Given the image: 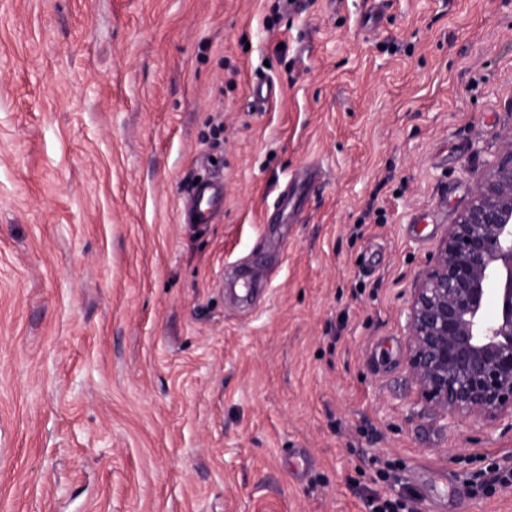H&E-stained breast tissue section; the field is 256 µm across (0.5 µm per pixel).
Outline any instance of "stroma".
I'll return each mask as SVG.
<instances>
[{
  "instance_id": "1",
  "label": "stroma",
  "mask_w": 512,
  "mask_h": 512,
  "mask_svg": "<svg viewBox=\"0 0 512 512\" xmlns=\"http://www.w3.org/2000/svg\"><path fill=\"white\" fill-rule=\"evenodd\" d=\"M370 15L0 0V512H512L480 484L512 420L446 426L405 314L512 129V0ZM212 176L223 210L182 223ZM313 182V175L308 170H301L296 174L294 182L280 192L277 202V210L279 212H285L288 209V221H290V216L293 211L296 209L295 204L291 206L289 209V205L296 197L298 188L301 186H311Z\"/></svg>"
}]
</instances>
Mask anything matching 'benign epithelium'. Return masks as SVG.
Returning <instances> with one entry per match:
<instances>
[{
    "instance_id": "obj_1",
    "label": "benign epithelium",
    "mask_w": 512,
    "mask_h": 512,
    "mask_svg": "<svg viewBox=\"0 0 512 512\" xmlns=\"http://www.w3.org/2000/svg\"><path fill=\"white\" fill-rule=\"evenodd\" d=\"M407 330L411 380L437 414L512 419V130L412 288Z\"/></svg>"
}]
</instances>
